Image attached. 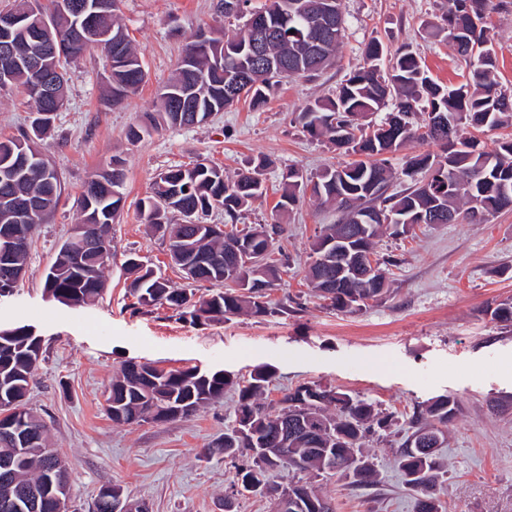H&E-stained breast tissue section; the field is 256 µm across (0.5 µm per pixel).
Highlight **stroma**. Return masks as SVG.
I'll return each mask as SVG.
<instances>
[{
    "mask_svg": "<svg viewBox=\"0 0 512 512\" xmlns=\"http://www.w3.org/2000/svg\"><path fill=\"white\" fill-rule=\"evenodd\" d=\"M219 4L120 0L119 22L144 62L147 82L112 106L104 56L94 51L70 62L66 106L38 143L59 173L62 192L51 217L31 234L22 280L13 294L0 297V329L24 327L42 341L26 403L45 420L49 445L67 464L73 512H92L105 484L118 485L125 499L146 501L151 512H224L234 469L208 448L223 437L237 391L187 417L117 423L106 398L113 377L129 363L221 371L240 381L265 368L273 374L265 402L315 383L392 415L387 435L368 442L377 484L359 488L316 478L333 512H414L394 452L414 411L450 398L458 412L438 450L445 471L441 512H512V325L488 312L512 298V209L481 223L418 224L402 235L383 234L375 258L388 291L361 311L345 313L328 308L305 279L311 246L335 222L334 208L310 198L287 213L275 208L288 167L313 176L344 161L334 146L304 132L297 116L310 101L335 92L371 40H379L388 57L410 45L434 80L462 83L465 66L452 44L426 31L440 14V0H342L345 37L334 66L318 77L283 80L260 107L242 101L206 123H161L130 140V128L149 126L157 116L161 90L195 34L234 30ZM493 23L497 80L512 91V7L495 14ZM33 119L23 86L0 90V139L21 137ZM259 156L273 162L265 173L268 193L243 211L239 224L282 225L274 249L287 263L267 295L274 305L289 301V313L193 324L163 307L135 306L125 266L131 257L172 287L191 286L199 296L208 290L185 278L170 261L161 231L140 216L158 174L200 161L232 178ZM114 161L125 182L105 288L92 303L61 304L45 293V274L81 221L84 184Z\"/></svg>",
    "mask_w": 512,
    "mask_h": 512,
    "instance_id": "35a3bbf8",
    "label": "stroma"
}]
</instances>
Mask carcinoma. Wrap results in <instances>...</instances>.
Masks as SVG:
<instances>
[{"mask_svg":"<svg viewBox=\"0 0 512 512\" xmlns=\"http://www.w3.org/2000/svg\"><path fill=\"white\" fill-rule=\"evenodd\" d=\"M320 0H266L254 15L272 31L265 52L282 64L280 78L270 84L253 85L250 76L255 68L250 43L252 22L235 35L223 38L200 34L188 43L183 56L191 57L190 70L177 66L166 84L168 95L161 96V119L171 126H192L233 106L228 89L245 88L239 99L254 105L266 101L282 80L291 77L312 78L331 66L344 37L345 18L340 0H334L336 28L325 35L321 61L309 57L313 26L312 14ZM509 0H443L441 21L436 32H464L466 40L454 44L457 54L469 63L465 83L449 88L435 82L422 65L421 58L404 48L382 67L383 47L373 41L366 47L362 62L345 75L336 94L308 103L298 114L303 130L313 138H326L355 160L337 168L323 170L314 178L298 167L282 175L283 192L277 210L287 212L306 195L336 205L338 222L329 224L312 244V261L306 278L314 291L340 311L354 313L366 306V300L382 296L386 277L362 283L336 271L325 262L323 241L337 242L352 257L373 254L375 240L385 227L392 234L409 231L421 214L436 212L435 224H452L459 219V203L481 210V215L512 208V137L497 143L492 151L480 147L474 137L459 134V126L474 129L512 127V92L498 88L496 56L493 47L475 49L477 42L494 41L491 18L506 8ZM31 0H14L12 10L23 13L9 37L21 57L42 53L40 33L29 12ZM91 24L109 34L110 46L101 49L109 62L112 103H120L146 80L144 63L134 49L116 13L97 16ZM56 53L47 58L51 70H65V63L76 60L94 47L74 34L65 23L52 29ZM14 83L28 92L35 112H50L52 106L35 94L36 76L22 66L17 68ZM388 110L384 121L373 116ZM427 114L417 126L413 116ZM420 138L441 143L446 148L444 160L429 154L408 158L401 175L410 179L408 187L391 193L395 173L383 155L394 153L407 142ZM30 137L0 140V163L16 168L17 177L10 193L12 204L27 210L50 197H60L61 183L54 168L41 167L31 161ZM269 166L262 158L236 178L224 176L214 165L197 163L191 167L168 169L162 173L163 188L141 202L145 223L163 231L169 252L197 265L193 281L208 283L211 293L193 300V293L172 288L166 279L142 263L127 262L135 277L130 292L144 306H165L179 318L229 320L243 313L254 316L285 314L288 306L274 308L266 301V289L279 278V269L269 262L278 224H257L248 229L236 227L239 212L264 198L268 187L264 171ZM125 175L122 169L102 170L84 187L79 198L83 224L114 222L123 200ZM224 209L226 232L218 224H202L200 219L215 208ZM367 211L377 216L393 215L404 222L358 224L353 214ZM179 214L182 221L172 222ZM180 260V261H182ZM174 260L175 264H180ZM53 278L44 281L47 295L66 305L81 306L95 300L102 292L105 265L88 262L80 269L57 253ZM42 350L41 340L27 329L18 327L0 334V401L24 399L37 365L33 356ZM234 381L224 373H201L194 368L165 371L150 364H128L112 381V409L124 417H112L117 423L157 419L163 412L181 409L189 416L210 402L224 396ZM272 384L271 373L259 370L246 384L238 387L234 419L224 429L217 444L224 459L235 464L232 496L224 499V512H235L232 497L253 493L246 479L259 474L271 481L292 472L315 477L332 474L356 486L377 482V472L365 448L367 438L390 427V421L373 404L354 399L334 388L317 384L297 387L283 395L278 406L262 402ZM455 402L441 398L433 401L415 417L412 432L395 456L403 484L417 493L415 512H438L435 487L441 465L438 450L446 439L448 421L455 415ZM0 451L22 456L13 480L22 491L42 482L47 464L42 456L24 451V446L7 447L1 439ZM336 460V469L324 467L323 460ZM282 492L294 494L301 502L314 500L331 503L310 482L277 484Z\"/></svg>","mask_w":512,"mask_h":512,"instance_id":"cac0c4a2","label":"carcinoma"}]
</instances>
